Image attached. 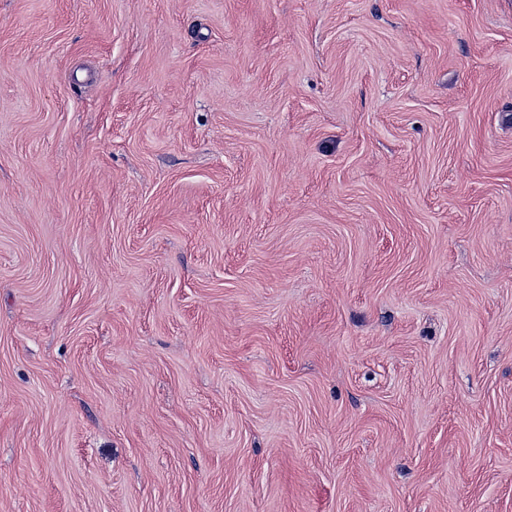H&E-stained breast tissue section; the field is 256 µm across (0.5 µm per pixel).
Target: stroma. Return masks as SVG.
Instances as JSON below:
<instances>
[{
    "instance_id": "obj_1",
    "label": "stroma",
    "mask_w": 512,
    "mask_h": 512,
    "mask_svg": "<svg viewBox=\"0 0 512 512\" xmlns=\"http://www.w3.org/2000/svg\"><path fill=\"white\" fill-rule=\"evenodd\" d=\"M0 512H512V0H0Z\"/></svg>"
}]
</instances>
